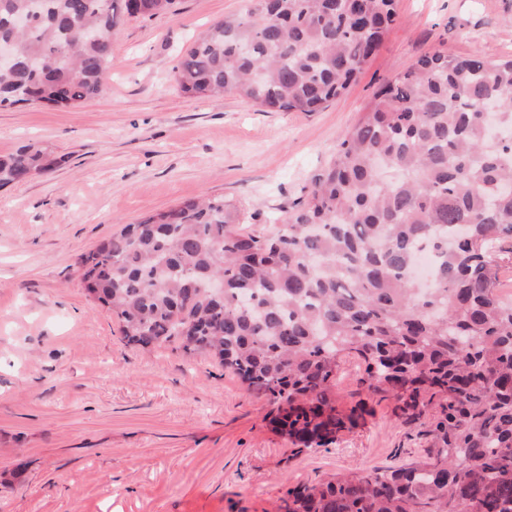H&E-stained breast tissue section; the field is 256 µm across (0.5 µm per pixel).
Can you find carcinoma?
<instances>
[{
	"instance_id": "carcinoma-1",
	"label": "carcinoma",
	"mask_w": 512,
	"mask_h": 512,
	"mask_svg": "<svg viewBox=\"0 0 512 512\" xmlns=\"http://www.w3.org/2000/svg\"><path fill=\"white\" fill-rule=\"evenodd\" d=\"M209 27L175 68L196 97L234 94L270 111L315 112L339 96L396 21L395 0H250ZM175 0H0V108L76 107L98 96L115 30ZM28 18L21 30L16 18ZM496 104L493 135L484 107ZM62 162L0 155V187ZM248 231L222 198L128 224L81 259L86 289L127 344L205 355L271 406L297 446L358 427L338 404L345 356L367 389L419 427L406 467L287 490L280 512H512V300L497 290L512 242V58H419L341 136L307 197ZM429 257L428 284L413 279ZM224 280V294L205 288Z\"/></svg>"
}]
</instances>
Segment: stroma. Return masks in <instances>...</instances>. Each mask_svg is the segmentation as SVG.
<instances>
[{
    "instance_id": "obj_1",
    "label": "stroma",
    "mask_w": 512,
    "mask_h": 512,
    "mask_svg": "<svg viewBox=\"0 0 512 512\" xmlns=\"http://www.w3.org/2000/svg\"><path fill=\"white\" fill-rule=\"evenodd\" d=\"M247 6L177 0L173 14L128 20L98 98L0 109V155L33 144L61 160L0 188V512H278L290 487L423 453L385 401L363 427L294 453L232 373L170 346L125 345L85 288L83 255L189 199L230 200L246 227L271 231L380 86L418 58L512 57V0H396L380 48L318 111L183 93V50Z\"/></svg>"
}]
</instances>
